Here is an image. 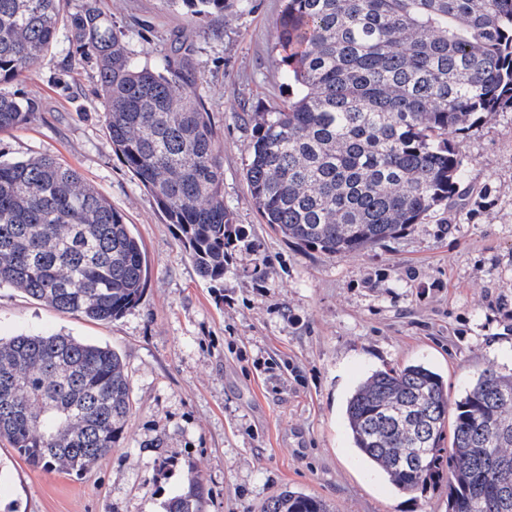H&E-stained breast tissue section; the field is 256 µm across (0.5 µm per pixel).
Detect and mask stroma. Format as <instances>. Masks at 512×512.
<instances>
[{"mask_svg": "<svg viewBox=\"0 0 512 512\" xmlns=\"http://www.w3.org/2000/svg\"><path fill=\"white\" fill-rule=\"evenodd\" d=\"M137 66L161 67L183 38L194 90L218 129L224 203L269 262L237 254L219 287L202 280L152 196L116 155L93 61L59 42L0 90L35 100L0 133V158L74 167L145 245L147 284L121 317L88 321L0 285V338L63 333L119 352L133 412L121 447L79 476L30 468L0 443V512H164L200 475L204 512H260L290 487L330 512H447L448 489L403 495L353 447L347 399L373 370L431 366L459 398L487 367L512 372V108L476 124L461 209L438 210L384 245L329 258L285 240L244 178L248 115L296 91L276 48L281 0H242L196 22L165 0H101ZM168 460L159 468L157 457Z\"/></svg>", "mask_w": 512, "mask_h": 512, "instance_id": "obj_1", "label": "stroma"}]
</instances>
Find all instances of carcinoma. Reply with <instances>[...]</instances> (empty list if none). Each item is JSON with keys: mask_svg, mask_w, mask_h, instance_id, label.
<instances>
[{"mask_svg": "<svg viewBox=\"0 0 512 512\" xmlns=\"http://www.w3.org/2000/svg\"><path fill=\"white\" fill-rule=\"evenodd\" d=\"M191 18L229 0H170ZM65 30L95 60L115 153L152 195L198 276L221 283L233 255L265 259L224 204V163L194 93L191 45L162 69L136 67L100 0H0V84L30 71ZM277 46L297 93L251 115L245 179L265 223L329 258L385 244L438 209L461 207L457 141L512 107V0H283ZM38 104L0 91V132ZM93 321L139 304L143 245L81 174L49 155L0 161V284ZM132 411L121 355L73 336L0 338V439L29 466L72 476L121 445ZM352 442L402 494L448 485V512L488 507L512 465V374L484 369L448 415V389L423 364L373 371L346 405ZM198 474L165 512H203ZM261 512H329L286 488Z\"/></svg>", "mask_w": 512, "mask_h": 512, "instance_id": "carcinoma-1", "label": "carcinoma"}]
</instances>
